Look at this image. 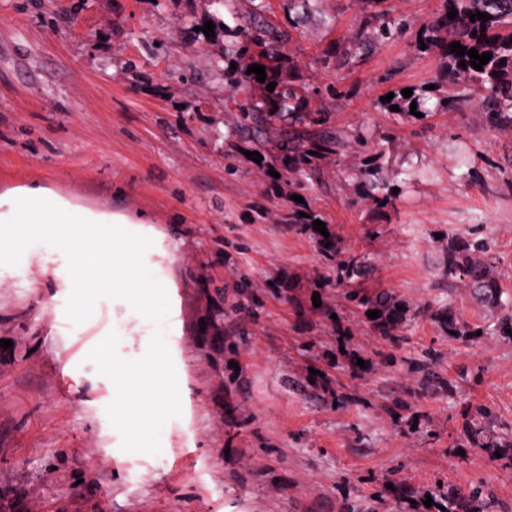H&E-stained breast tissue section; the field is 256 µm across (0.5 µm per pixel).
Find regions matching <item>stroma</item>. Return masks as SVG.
<instances>
[{
    "label": "stroma",
    "instance_id": "35a3bbf8",
    "mask_svg": "<svg viewBox=\"0 0 512 512\" xmlns=\"http://www.w3.org/2000/svg\"><path fill=\"white\" fill-rule=\"evenodd\" d=\"M443 7L381 0L405 30L348 65L336 46L374 8L366 0H269L312 108L333 130H361L379 194L399 190L378 207L349 146L321 162L312 190L289 174L271 187L273 138L256 147L263 163L246 142L225 174L221 134L236 117L214 61L231 36L204 35L210 0H0V194L41 186L97 212L149 213L164 237L149 268L171 280L181 320L169 333L108 289L77 314L68 256L38 241L0 267V512H400L390 476L416 498L479 486L493 512H512V447L489 457L464 420L480 402L512 426V341L454 339L421 314L400 348L383 345L343 289L319 288L328 268L312 236L280 221L286 208L321 214L341 247L368 255L369 290L493 320L448 282L444 251L448 235L478 231L512 277V131L478 106H443L465 76L445 78L440 48H411ZM330 83L342 97L325 94ZM406 88L417 114L390 108ZM316 293L338 320L314 312ZM428 347L451 388L423 386L403 364ZM156 350L187 394L156 447L132 448L108 363ZM349 352L371 356L366 372L349 371Z\"/></svg>",
    "mask_w": 512,
    "mask_h": 512
}]
</instances>
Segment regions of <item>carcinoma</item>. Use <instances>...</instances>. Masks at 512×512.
Wrapping results in <instances>:
<instances>
[{
  "mask_svg": "<svg viewBox=\"0 0 512 512\" xmlns=\"http://www.w3.org/2000/svg\"><path fill=\"white\" fill-rule=\"evenodd\" d=\"M235 26L231 29L233 40L224 45V55L216 61L218 74L224 77L228 91L224 98V111L234 112L237 124L229 136L247 132L255 140L266 139L278 132L279 153L268 165L273 171L283 170L298 177V185L317 178L319 162L337 154L341 139L328 126L326 112L311 109L306 85H294L287 80L293 64L287 63L280 45L288 40L282 31L265 14L262 4L255 0H222ZM457 10L450 20L447 13ZM477 12L489 14V20L470 21L469 15ZM400 22H389L378 14L363 18L358 29L339 48L345 58L359 55L367 45L395 36ZM423 43L432 47L442 45L441 65L450 75L464 74L482 90L479 108L489 122L503 130H512V0H444V9L421 35ZM458 42L466 49L478 53L487 52L492 58L482 70L469 65L467 55L458 57L449 44ZM467 62L465 67L459 63ZM236 63V69L230 63ZM265 67L266 80L261 87L276 83L272 92H253L257 74L247 73L249 66ZM320 216L310 212L302 217L294 211H286L283 220L313 235L322 256L336 265V277L323 278V287H345L346 304L362 315L363 323L371 334L394 345L400 341L404 326L416 313L407 301L388 290L364 294L358 289L370 267L363 252L344 250L337 244L334 233L324 237L313 229V221ZM444 272L455 280L456 286L467 290L482 305L498 311V317L490 324L472 326L460 319L450 307L430 313L432 320L443 324L446 334L456 332V337L467 341L481 336H497L512 339V289L504 286L495 273V261L488 242L482 238L455 235L448 239L444 258ZM377 310L379 317L371 319L366 312ZM436 355L429 351L424 358L413 361V366L426 380H437L443 388L451 386L449 380L436 375ZM497 416L486 404L469 407V428L473 446L488 451L501 448L503 443L496 431ZM457 507L461 512H488V501L479 486L473 487L461 497Z\"/></svg>",
  "mask_w": 512,
  "mask_h": 512,
  "instance_id": "1",
  "label": "carcinoma"
}]
</instances>
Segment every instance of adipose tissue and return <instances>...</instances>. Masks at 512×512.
I'll return each instance as SVG.
<instances>
[{"instance_id": "1", "label": "adipose tissue", "mask_w": 512, "mask_h": 512, "mask_svg": "<svg viewBox=\"0 0 512 512\" xmlns=\"http://www.w3.org/2000/svg\"><path fill=\"white\" fill-rule=\"evenodd\" d=\"M148 221L143 213H95L46 188L22 187L0 195V264L24 252L31 238H40L70 254L66 281L80 309L89 307L91 289L109 286L123 292L129 307L150 322L171 313L173 301L169 283L152 278L143 264L146 254L162 249L161 240L148 233ZM112 372L124 407L120 421L132 447H140L141 436L153 431L163 413V393L178 383L156 354L137 364L113 361Z\"/></svg>"}]
</instances>
